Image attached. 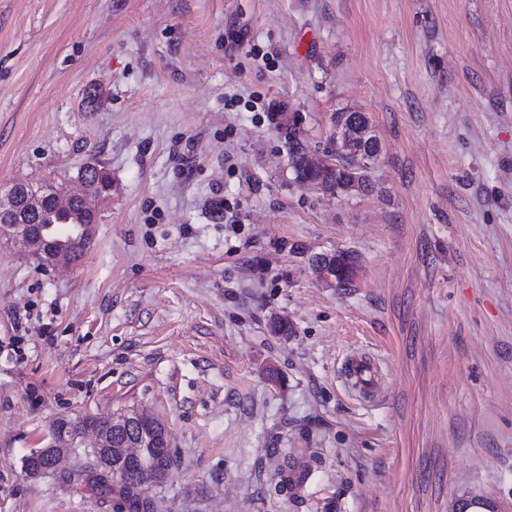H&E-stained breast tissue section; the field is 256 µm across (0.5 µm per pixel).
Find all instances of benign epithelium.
Here are the masks:
<instances>
[{
  "instance_id": "obj_1",
  "label": "benign epithelium",
  "mask_w": 512,
  "mask_h": 512,
  "mask_svg": "<svg viewBox=\"0 0 512 512\" xmlns=\"http://www.w3.org/2000/svg\"><path fill=\"white\" fill-rule=\"evenodd\" d=\"M335 130L332 141L335 149L332 153L322 157L304 159L305 171L312 174L306 183L321 189L319 174L326 170L338 173L342 165L338 160L344 159L352 163L360 171L371 168L377 156L376 138L372 134L369 122L360 118V113H351L349 116L334 124ZM112 193V178L109 174L99 171L96 173L92 192H85L82 196L83 219L88 242H93L94 228L98 219L99 202ZM43 202V196L22 184L16 186L12 192L0 198V238L12 240L28 252L36 255L43 264L57 268L68 263L55 249L53 243L37 231V225L27 224L24 219L27 215L38 210ZM320 278L330 284H336L341 277L338 263V254H326L320 257L317 263ZM150 439L143 436L137 440L126 442L117 453L122 459L137 464L134 478L141 484L157 479L155 467L144 458L143 448L147 447ZM92 447L96 449L98 463L112 470L113 479L120 481L125 471L112 467V444L108 437L101 433H94Z\"/></svg>"
}]
</instances>
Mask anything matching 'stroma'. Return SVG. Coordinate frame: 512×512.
I'll return each instance as SVG.
<instances>
[{
    "label": "stroma",
    "mask_w": 512,
    "mask_h": 512,
    "mask_svg": "<svg viewBox=\"0 0 512 512\" xmlns=\"http://www.w3.org/2000/svg\"><path fill=\"white\" fill-rule=\"evenodd\" d=\"M342 110L380 153L333 196L292 158ZM87 165L81 261L0 242V512H113L25 460L129 409L173 453L152 512H512V0H0V190ZM339 254H326L320 257L319 262L316 264L317 271L320 278L330 285H335L338 278H340V286L350 283V276H341L342 271L338 263ZM346 377L353 389H358L366 398L381 392V380L373 360L368 357L353 358L347 366Z\"/></svg>",
    "instance_id": "1"
}]
</instances>
